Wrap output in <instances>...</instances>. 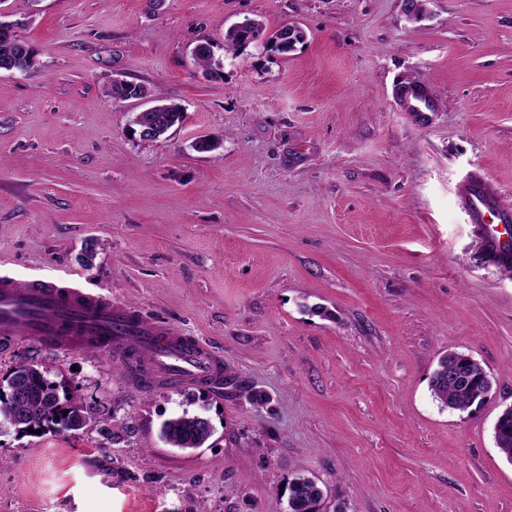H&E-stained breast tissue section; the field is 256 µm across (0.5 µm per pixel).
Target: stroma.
I'll use <instances>...</instances> for the list:
<instances>
[{"mask_svg":"<svg viewBox=\"0 0 512 512\" xmlns=\"http://www.w3.org/2000/svg\"><path fill=\"white\" fill-rule=\"evenodd\" d=\"M38 56L0 71V271L76 284L224 355L269 404L136 389L123 360L0 341L104 403L131 440L0 428V512H285L292 475L328 512H512L493 425L512 405V274L460 206L481 172L512 205V0H0ZM263 23L228 52L225 30ZM295 50L267 51L282 26ZM217 42L218 75L187 55ZM185 112L153 143L114 77ZM222 139L215 152L195 137ZM95 258L84 261L86 243ZM451 351L492 377L441 408ZM212 437L183 451L182 410ZM304 38V33L295 25H285L275 31L264 46L274 53L287 54L294 50L297 43ZM282 46H287L282 49ZM213 428L208 419L190 414L187 410L165 420L160 429L164 442L174 448H200L212 436Z\"/></svg>","mask_w":512,"mask_h":512,"instance_id":"stroma-1","label":"stroma"}]
</instances>
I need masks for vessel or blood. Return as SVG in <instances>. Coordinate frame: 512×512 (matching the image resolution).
<instances>
[{
	"label": "vessel or blood",
	"mask_w": 512,
	"mask_h": 512,
	"mask_svg": "<svg viewBox=\"0 0 512 512\" xmlns=\"http://www.w3.org/2000/svg\"><path fill=\"white\" fill-rule=\"evenodd\" d=\"M464 209L470 222L481 226L489 247L512 256L502 248L498 231L499 225L512 224V207L489 182L478 176L468 181ZM16 336L58 350L131 354L157 381L174 388L224 387V358L208 344L70 282L22 286L1 276L0 339Z\"/></svg>",
	"instance_id": "1"
}]
</instances>
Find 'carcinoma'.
I'll return each instance as SVG.
<instances>
[{"mask_svg": "<svg viewBox=\"0 0 512 512\" xmlns=\"http://www.w3.org/2000/svg\"><path fill=\"white\" fill-rule=\"evenodd\" d=\"M263 31L262 21L251 18L244 26L234 24L224 32V47L236 50L256 41ZM304 38L295 25H285L275 31L265 42V47L275 53L286 54L294 50ZM216 44L210 40L199 41L191 51L194 66L206 77L216 73ZM36 49L20 37L8 40L0 38V70L23 72L31 67ZM145 120L162 137L184 120V112L175 104L158 97L153 109L145 114ZM455 363L456 377L448 378L446 371L435 370L431 379V394L444 408L465 412L480 405L482 393L489 387L491 377L481 363L460 353L450 358ZM6 389L0 390V424L6 423L16 433L25 434L27 429L83 431L96 427L110 440L116 435L107 426L104 405L87 403L62 384L50 380L39 365L20 362L4 379ZM224 389L250 404H260L248 381L234 371L224 369ZM500 452L512 464V412L500 414L497 424ZM213 428L208 419L188 411L165 420L160 429L164 442L174 448H199L212 436ZM325 492L314 479L297 474L288 481L286 512H323Z\"/></svg>", "mask_w": 512, "mask_h": 512, "instance_id": "1", "label": "carcinoma"}]
</instances>
